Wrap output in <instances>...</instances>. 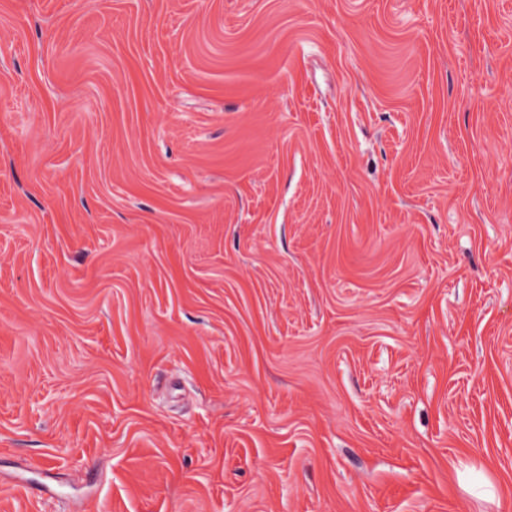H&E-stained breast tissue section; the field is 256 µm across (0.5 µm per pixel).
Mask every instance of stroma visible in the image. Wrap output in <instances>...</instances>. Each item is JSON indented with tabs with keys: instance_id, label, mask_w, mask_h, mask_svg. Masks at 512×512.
<instances>
[{
	"instance_id": "1",
	"label": "stroma",
	"mask_w": 512,
	"mask_h": 512,
	"mask_svg": "<svg viewBox=\"0 0 512 512\" xmlns=\"http://www.w3.org/2000/svg\"><path fill=\"white\" fill-rule=\"evenodd\" d=\"M0 512H512V0H0Z\"/></svg>"
}]
</instances>
